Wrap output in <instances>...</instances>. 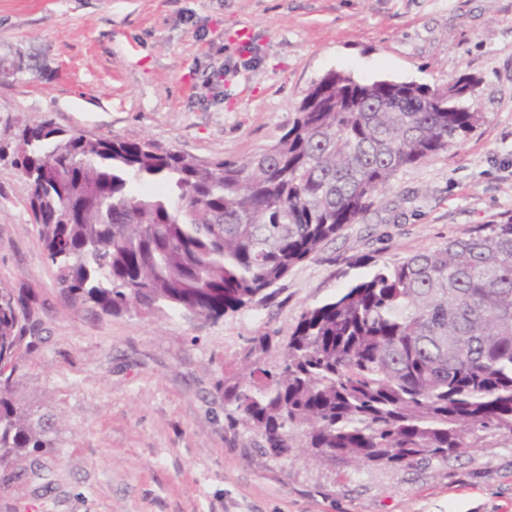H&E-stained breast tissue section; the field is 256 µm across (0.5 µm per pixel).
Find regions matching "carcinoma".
<instances>
[{"instance_id": "cac0c4a2", "label": "carcinoma", "mask_w": 512, "mask_h": 512, "mask_svg": "<svg viewBox=\"0 0 512 512\" xmlns=\"http://www.w3.org/2000/svg\"><path fill=\"white\" fill-rule=\"evenodd\" d=\"M329 71L288 129L246 162L199 160L149 139L24 126L16 166L63 305L216 320L255 301L357 223L394 175L467 138L463 93ZM39 331L0 289V481L47 430L12 397ZM224 378L228 418L274 459L360 468L446 461L512 437V218L418 252L303 309L286 343Z\"/></svg>"}]
</instances>
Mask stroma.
I'll list each match as a JSON object with an SVG mask.
<instances>
[{
    "label": "stroma",
    "instance_id": "obj_1",
    "mask_svg": "<svg viewBox=\"0 0 512 512\" xmlns=\"http://www.w3.org/2000/svg\"><path fill=\"white\" fill-rule=\"evenodd\" d=\"M17 61L22 73H0V288L41 325L14 396L53 446L16 462L0 512H512L511 437L357 470L271 459L224 413V377L253 336L285 343L301 309L512 216V0H0V65ZM331 70L440 88L469 74L485 119L397 172L267 303L218 320L61 305L15 165L20 125L243 161ZM33 464L49 487L25 477Z\"/></svg>",
    "mask_w": 512,
    "mask_h": 512
}]
</instances>
